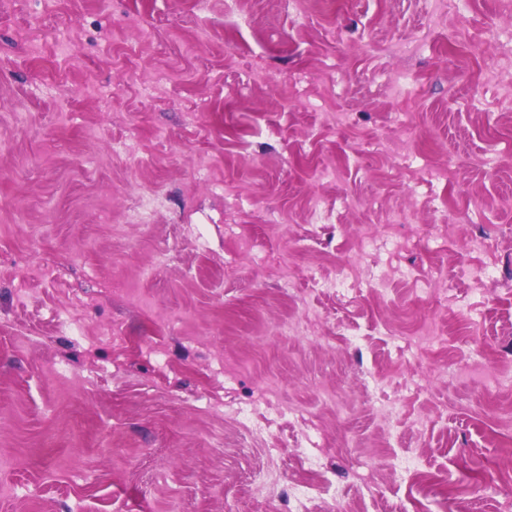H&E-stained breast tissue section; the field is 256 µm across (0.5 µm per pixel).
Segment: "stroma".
<instances>
[{
    "label": "stroma",
    "instance_id": "stroma-1",
    "mask_svg": "<svg viewBox=\"0 0 512 512\" xmlns=\"http://www.w3.org/2000/svg\"><path fill=\"white\" fill-rule=\"evenodd\" d=\"M473 362L512 0H0V512H512Z\"/></svg>",
    "mask_w": 512,
    "mask_h": 512
}]
</instances>
